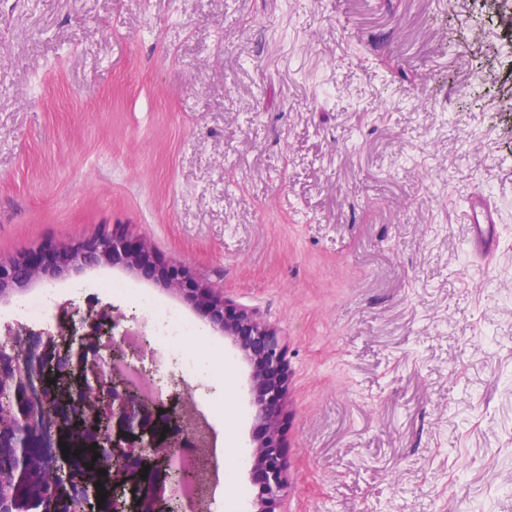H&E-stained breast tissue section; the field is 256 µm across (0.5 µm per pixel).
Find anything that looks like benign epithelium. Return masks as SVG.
<instances>
[{
	"instance_id": "obj_1",
	"label": "benign epithelium",
	"mask_w": 512,
	"mask_h": 512,
	"mask_svg": "<svg viewBox=\"0 0 512 512\" xmlns=\"http://www.w3.org/2000/svg\"><path fill=\"white\" fill-rule=\"evenodd\" d=\"M101 265L120 266L183 295L251 365L262 433L249 457L257 493L243 512H279L288 486L281 430L288 380L283 334L254 309L228 308L224 297L180 267L159 263L146 243L129 239L117 226L92 239L50 244L0 261V299L23 293L36 281L52 282L72 269ZM121 318L103 309L77 321L67 314L54 332L24 325L8 330L10 344L0 348V380H10L23 393L11 425L0 427V458L11 462L0 473V512H187L175 493L182 485L195 486L201 504L212 497L213 454L201 450L179 463L169 455V449L189 448L195 441L192 422L198 409L189 394L145 395L123 374L105 371L109 364L134 365L142 377L154 380L153 368L125 342L126 332L116 333ZM50 368L64 382L56 393L43 388ZM159 419L171 425L165 438L156 435ZM71 432L87 448L97 444L98 468L112 483V496L100 508L88 493L92 477L83 469L64 470L61 437ZM34 438L45 447L39 458L28 451ZM145 466L163 472V486L140 477Z\"/></svg>"
}]
</instances>
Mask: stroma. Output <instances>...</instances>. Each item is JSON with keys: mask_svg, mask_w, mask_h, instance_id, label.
Wrapping results in <instances>:
<instances>
[{"mask_svg": "<svg viewBox=\"0 0 512 512\" xmlns=\"http://www.w3.org/2000/svg\"><path fill=\"white\" fill-rule=\"evenodd\" d=\"M482 0H0V261L121 225L283 331L281 512H512V33ZM503 215L475 265L460 204ZM194 318L221 453L250 365L120 267L59 313Z\"/></svg>", "mask_w": 512, "mask_h": 512, "instance_id": "1", "label": "stroma"}]
</instances>
